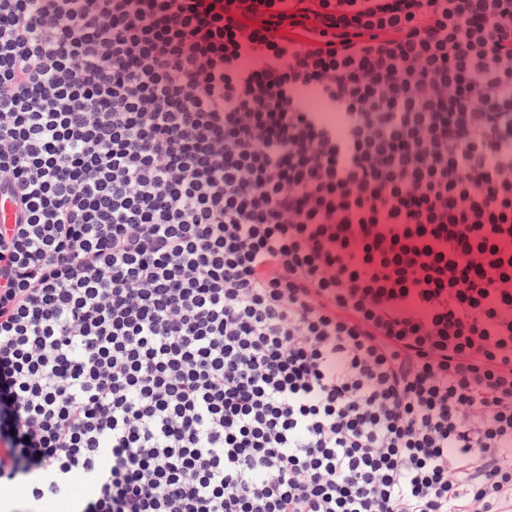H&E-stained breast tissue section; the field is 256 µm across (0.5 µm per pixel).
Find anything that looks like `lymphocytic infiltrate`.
<instances>
[{"label":"lymphocytic infiltrate","mask_w":512,"mask_h":512,"mask_svg":"<svg viewBox=\"0 0 512 512\" xmlns=\"http://www.w3.org/2000/svg\"><path fill=\"white\" fill-rule=\"evenodd\" d=\"M0 191L16 512L512 505V0H0ZM88 492L89 488L87 486H78L71 491L63 489L59 497L47 501L41 510L48 512H67L63 510H72L76 501Z\"/></svg>","instance_id":"f902f5d3"}]
</instances>
